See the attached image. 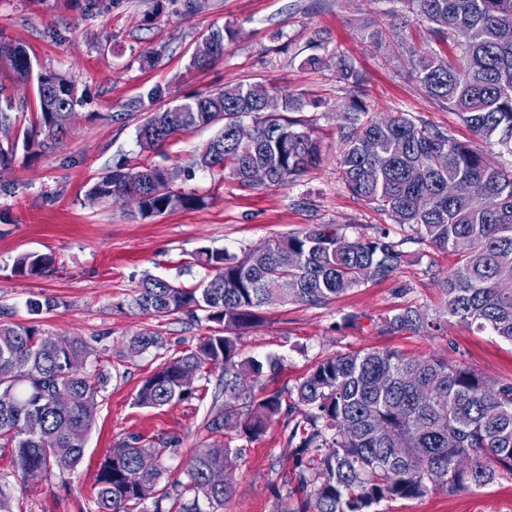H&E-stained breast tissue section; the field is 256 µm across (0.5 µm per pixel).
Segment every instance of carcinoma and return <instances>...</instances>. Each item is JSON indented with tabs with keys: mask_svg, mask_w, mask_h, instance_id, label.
<instances>
[{
	"mask_svg": "<svg viewBox=\"0 0 512 512\" xmlns=\"http://www.w3.org/2000/svg\"><path fill=\"white\" fill-rule=\"evenodd\" d=\"M427 23L438 43L459 55L409 50L410 71L440 108L458 113L487 146L512 152V40L500 39L498 21L512 18V0H395ZM234 32L216 28L203 35L190 66L205 68L223 58ZM340 75L349 88L336 156L350 193L407 229L400 239L382 228L348 239L330 224L269 240L244 251L202 247L195 254L213 275L199 288H182L147 276L129 306L143 314L204 318L222 329L197 347L166 357L140 385L138 405L160 408L186 400L195 380L222 370L224 403L214 404L208 431L253 440L280 418L290 427L292 476L300 493L289 512H372L384 500L412 499L442 488L480 489L512 475V382L485 379L470 368L437 357H411L372 350L329 357L295 387L291 404L279 391L256 395L240 388L258 382L278 361L239 353L237 331L259 321L272 304L321 306L368 281H383L402 263L408 242L456 256L443 278L444 316L419 306L398 310L384 321L395 332L435 335L452 322L487 330L512 343V170L498 168L483 150L448 130L406 113L372 115L366 79L342 52ZM0 64L17 80L31 76L30 58L18 43L0 41ZM36 123L23 137L32 154L61 140L77 105L74 84L45 71L36 78ZM320 107L302 93L261 84L224 87L188 96L166 108L144 109L137 128L149 151L178 132L215 127L216 135L194 165L227 169L237 182L267 169L265 187L294 183L321 161L319 141L293 117ZM252 135L239 136L242 119ZM166 169L119 164L88 190L96 200L130 198L146 219L198 209L204 199L168 185ZM466 181L470 194L448 196V183ZM50 254L25 252L16 275L39 278L52 272ZM163 345L162 337L135 335L136 352ZM88 344L79 336H48L35 324L12 321L0 307V447L11 449L19 485L37 476L64 478L83 460L96 419L104 380L83 372ZM167 448L129 436L113 445L95 476L97 512H133L152 500L154 512H217L236 490L231 470L242 449L217 441L191 457L183 478L161 483ZM169 502L168 510L162 503Z\"/></svg>",
	"mask_w": 512,
	"mask_h": 512,
	"instance_id": "1",
	"label": "carcinoma"
}]
</instances>
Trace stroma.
I'll list each match as a JSON object with an SVG mask.
<instances>
[{
  "mask_svg": "<svg viewBox=\"0 0 512 512\" xmlns=\"http://www.w3.org/2000/svg\"><path fill=\"white\" fill-rule=\"evenodd\" d=\"M0 0V37L22 44L33 72L52 70L75 81L81 103L67 136L35 159L27 158L22 132L32 112L18 113L11 129L0 128V145H15L9 166L0 167V305L26 323L28 300L57 298V309L42 313L39 324L52 336H79L91 347L84 366L89 376L104 375L97 415L85 446V460L65 479L37 478L17 490L9 449L0 447V481L14 487L15 512H94V478L109 448L135 435L146 441L174 438L166 451L165 476L176 479L190 456L215 439L206 428L217 379L199 380L192 398L160 408L135 402L141 382L162 357L194 348L216 328L181 315L157 318L127 308L148 274L185 288L209 275L195 265L200 247L239 254L316 224H334L347 238L371 235L376 228L399 235L400 227L366 206L346 188L336 164L338 127L348 92L338 77L337 52L354 58L366 77L367 100L375 111L404 112L450 130L474 143L457 113L439 108L411 75L410 48L452 54V45L429 38L422 24L400 26L389 0ZM387 35L375 45L363 35L364 23ZM232 26L234 41L223 58L194 69L190 58L198 36ZM318 50H311V42ZM318 67L304 66L311 53ZM262 83L301 90L322 101L305 108L323 161L303 179L270 188H244L228 173L193 167L214 129L174 135L162 146L141 150L137 126L140 102L160 89L162 103L239 84ZM127 113L125 124L112 113ZM157 165L179 171L174 186L203 195L205 207L143 219L134 200L94 202L87 191L97 177L120 162ZM404 263L385 281H370L323 306L281 304L266 307L264 322L244 330V355L278 360L276 373L260 382L265 391H290L317 362L339 354L392 349L416 357H445L492 381L512 380V344L461 323L439 335L384 329L396 309L419 304L442 312L440 279L426 276L428 263L447 271L454 255H425L408 243ZM23 252L53 255L47 276H15L12 265ZM124 303L117 311L116 303ZM162 336L164 346L131 351V336ZM282 422L257 440L244 442L243 458L232 477L236 493L219 512H288L293 504L283 478L292 467ZM378 512H512V479L482 489L433 491L410 500L385 501Z\"/></svg>",
  "mask_w": 512,
  "mask_h": 512,
  "instance_id": "stroma-1",
  "label": "stroma"
}]
</instances>
